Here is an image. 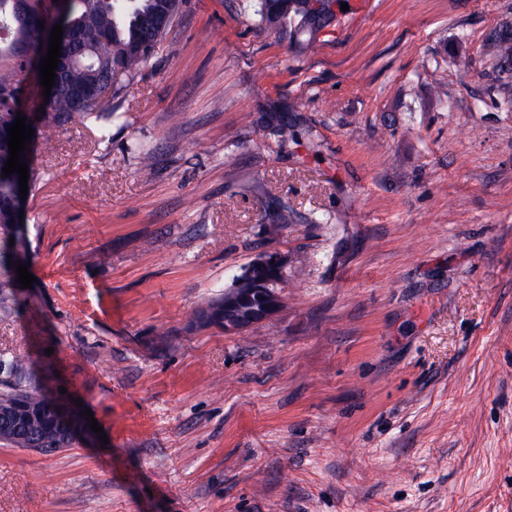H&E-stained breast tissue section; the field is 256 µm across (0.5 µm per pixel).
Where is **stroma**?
Segmentation results:
<instances>
[{
    "mask_svg": "<svg viewBox=\"0 0 512 512\" xmlns=\"http://www.w3.org/2000/svg\"><path fill=\"white\" fill-rule=\"evenodd\" d=\"M368 2L304 55L250 0H184L108 142L36 146L38 284L9 288L0 352L107 440H0V512H512V70L488 51L512 0ZM295 100L283 144L265 115ZM263 250L288 256L276 319L196 327Z\"/></svg>",
    "mask_w": 512,
    "mask_h": 512,
    "instance_id": "35a3bbf8",
    "label": "stroma"
}]
</instances>
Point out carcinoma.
I'll return each instance as SVG.
<instances>
[{"instance_id": "carcinoma-1", "label": "carcinoma", "mask_w": 512, "mask_h": 512, "mask_svg": "<svg viewBox=\"0 0 512 512\" xmlns=\"http://www.w3.org/2000/svg\"><path fill=\"white\" fill-rule=\"evenodd\" d=\"M340 0H320L319 17L311 0H254L252 19L260 26L274 30L279 37L311 54L320 45L319 35L328 19L337 16L334 6ZM157 0H66L60 15L45 14L41 21L53 26L62 23V42L69 57L63 72L68 85L97 83L110 87L105 97H93L77 107L70 96L56 88L51 89L45 112H34L32 128L38 132L42 145L47 146L57 128L73 122L94 121L98 124L101 141L109 139L112 118V100L123 91L124 81L133 80L141 66L159 49L166 34L147 32L149 19ZM0 169L9 158L8 132L19 108L23 83L29 73L41 62L42 43L38 22L17 17L13 0H0ZM491 54L498 67L512 68V31L502 30L490 41ZM302 103L296 101L284 112L274 109L267 113V121L281 143L296 138L295 124L287 112H298ZM15 175L0 173V266L16 272L14 262L27 264L28 259L10 245L14 235ZM288 223V207L281 205L268 217L265 233L271 239L279 236ZM272 273L261 274L249 284L251 298L243 311L256 315L264 310L268 293H278L284 276L277 277L270 286L264 285ZM195 322L200 327L224 328V293L211 298L198 310ZM0 373L14 380L12 388L0 394V413L18 415L3 435L16 448H40L51 453L71 447L65 439L66 425L50 417L48 407L54 398L30 372L28 361L16 355L0 356Z\"/></svg>"}]
</instances>
